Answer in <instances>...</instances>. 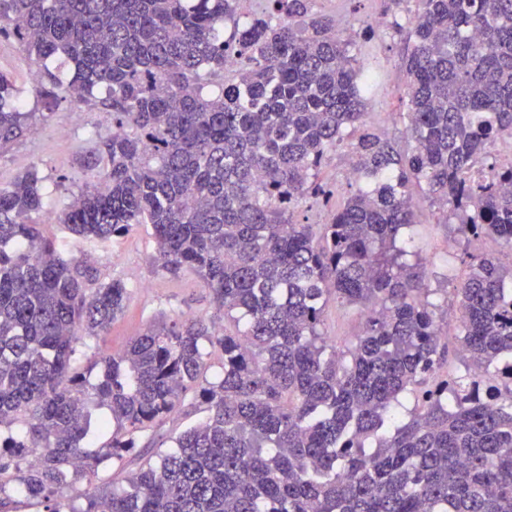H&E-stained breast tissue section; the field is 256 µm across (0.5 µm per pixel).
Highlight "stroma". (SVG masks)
Here are the masks:
<instances>
[{"mask_svg":"<svg viewBox=\"0 0 512 512\" xmlns=\"http://www.w3.org/2000/svg\"><path fill=\"white\" fill-rule=\"evenodd\" d=\"M313 9L333 17L344 33L353 36L358 67L376 76V83L365 99L366 124L394 142L397 149H406L402 119L406 75L402 59L407 41L405 33L391 28L392 12L385 0H315ZM0 72L11 77L27 111H41L38 93L28 80L22 51L16 42L1 37ZM111 128L110 119L103 113L81 104L62 103L52 118L37 122L30 134L0 155V184L5 186L27 172H36L45 197V210L56 212L89 180L83 160L94 146L95 131L105 132ZM349 155L350 149L345 144L327 152L317 175V183L325 195L304 199L295 215L298 222L326 223L343 206L353 183L347 164ZM412 194L417 202L414 250L425 268L433 301L443 307L440 327L450 349L445 368L455 372L462 368L456 351L459 311L449 284L440 277L445 270L444 261L452 259L457 276L462 278L469 271L468 253H493L507 266L512 264V252L500 249L489 239L468 244L459 242L451 234L438 205L425 199L420 188H413ZM46 232L56 240L64 259L89 260L100 281L119 279L128 287L123 314L106 332L82 337L77 345L80 356L77 367L90 378L98 376L93 368L96 355L122 353L153 321L201 317L218 321L227 332H234L233 321L217 309L209 289L195 274L172 275L157 266L149 225L133 227L127 234L108 240L76 237L58 224L47 225ZM362 328L363 317L356 308L333 301L328 303L324 331L337 347L349 346ZM206 415V405L197 389L188 390L170 413L136 433V446L125 454L122 462L104 461L94 476L72 480L66 491L67 498L80 510L94 491L121 486L125 478L147 460L156 459L158 453L169 450L172 438L185 426Z\"/></svg>","mask_w":512,"mask_h":512,"instance_id":"1","label":"stroma"}]
</instances>
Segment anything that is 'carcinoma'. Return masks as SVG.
Listing matches in <instances>:
<instances>
[{
    "label": "carcinoma",
    "mask_w": 512,
    "mask_h": 512,
    "mask_svg": "<svg viewBox=\"0 0 512 512\" xmlns=\"http://www.w3.org/2000/svg\"><path fill=\"white\" fill-rule=\"evenodd\" d=\"M264 2L0 0V36L50 85L25 112L0 73V155L62 101L105 111L91 182L53 223L100 240L150 225L160 268L194 273L239 324L153 325L90 381L74 344L107 330L127 286L60 256L33 218L35 173L0 185V473L46 512H512V267L472 255L449 280L466 372L443 378L440 306L405 234L417 184L463 240L512 251V169L487 153L512 139V0H416L405 153L364 123L353 37L313 0ZM349 127L356 187L316 232L293 210ZM332 299L365 317L344 350L322 330ZM208 343L224 364L202 385ZM194 386L208 416L172 450L82 509L59 495Z\"/></svg>",
    "instance_id": "1"
}]
</instances>
